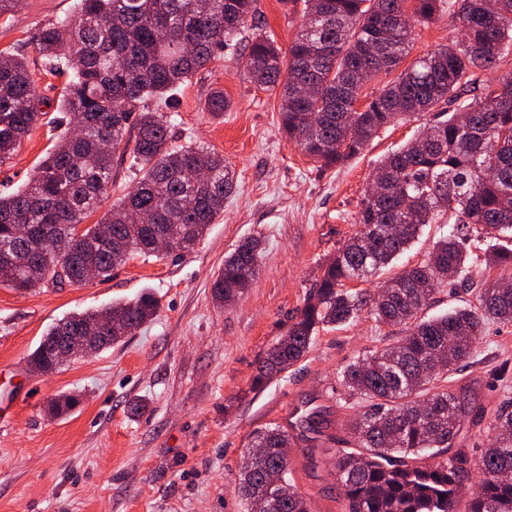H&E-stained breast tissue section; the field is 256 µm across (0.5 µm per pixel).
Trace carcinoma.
Wrapping results in <instances>:
<instances>
[{
  "label": "carcinoma",
  "instance_id": "carcinoma-1",
  "mask_svg": "<svg viewBox=\"0 0 512 512\" xmlns=\"http://www.w3.org/2000/svg\"><path fill=\"white\" fill-rule=\"evenodd\" d=\"M256 0H77L78 12L42 27L39 53L64 64L72 80L59 103L64 130L19 190L0 195V249L19 260L0 282L17 291L83 283L92 266L106 279L134 256L192 251L213 221L236 175L224 156L199 146L172 145L165 113L150 106L170 98L247 29H255ZM294 40L284 50L267 33H253L243 67L260 88L281 89L279 127L288 141L322 168L359 154L380 130L403 116L434 113L419 136L384 156L375 180L381 193L360 203V229L323 266L313 292L284 334L259 360L251 388L297 362L319 328L367 311L376 323L404 325L396 344L370 350L339 375L341 422L333 466L345 512H512V397L488 421L492 442L456 447L466 425L485 410L466 407L448 388L458 364L474 354L492 322H512V287L479 279L472 247L489 240L485 263L512 276V72L497 83L479 72L505 62L512 46V0H454L462 38L402 66L413 22L430 23L444 0H303ZM399 74L380 93H365L380 74ZM221 114L224 90L207 99ZM456 104L447 113L449 104ZM42 100L24 56L0 51V165L10 161L39 121ZM140 179L95 224L112 180V159L129 145ZM427 224H450L426 257L389 278L374 298L345 289L367 281L407 250ZM65 241L68 270L53 269L51 246ZM256 240L224 260L213 283L216 300L243 293L258 266ZM453 272V278L447 273ZM460 289L466 305L424 315L439 288ZM151 293L52 326L29 355L31 367H60L54 347L61 330L101 336L98 350L152 321ZM301 423L318 434L331 425L316 410ZM292 437L280 425L253 433L240 470L246 512H308L288 458ZM482 475L465 495L469 468ZM282 473L279 484L267 483Z\"/></svg>",
  "mask_w": 512,
  "mask_h": 512
}]
</instances>
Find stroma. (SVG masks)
<instances>
[{
  "mask_svg": "<svg viewBox=\"0 0 512 512\" xmlns=\"http://www.w3.org/2000/svg\"><path fill=\"white\" fill-rule=\"evenodd\" d=\"M76 0H20L0 18V50L23 54L44 98L42 116L8 165L0 193L26 183L52 148L66 71L47 72L36 51L45 25L71 15ZM257 17L280 47L301 22L299 8L257 0ZM451 17L416 25L409 53L418 58L456 39ZM232 108L206 110L213 88ZM280 95L261 90L243 70L241 51H218L181 87L167 115L175 144L203 145L236 171L224 216L191 252L134 257L106 279L45 285L22 293L0 285V512H245L237 490L250 434L331 408L339 373L365 351L396 343L402 326L361 315L320 330L307 353L263 388L252 389L259 359L292 323L332 258L358 228L360 202L378 161L416 135L427 116L382 129L346 164L322 169L279 130ZM260 243L252 282L230 304L212 285L224 258L247 240ZM152 292L156 318L112 348L70 360L50 374L28 356L45 330L71 313L103 309ZM448 385L464 402L493 412L512 394V323L488 326L476 353ZM78 400L67 417H50L58 395ZM146 402L137 415L133 404ZM295 483L309 512H342L341 492L322 447L293 441Z\"/></svg>",
  "mask_w": 512,
  "mask_h": 512,
  "instance_id": "obj_1",
  "label": "stroma"
}]
</instances>
